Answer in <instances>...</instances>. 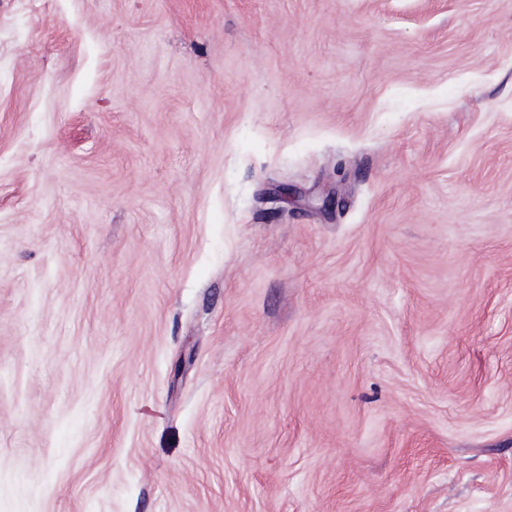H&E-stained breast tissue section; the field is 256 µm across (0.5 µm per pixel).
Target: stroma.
Masks as SVG:
<instances>
[{"mask_svg":"<svg viewBox=\"0 0 512 512\" xmlns=\"http://www.w3.org/2000/svg\"><path fill=\"white\" fill-rule=\"evenodd\" d=\"M0 512H512V0H0Z\"/></svg>","mask_w":512,"mask_h":512,"instance_id":"35a3bbf8","label":"stroma"}]
</instances>
